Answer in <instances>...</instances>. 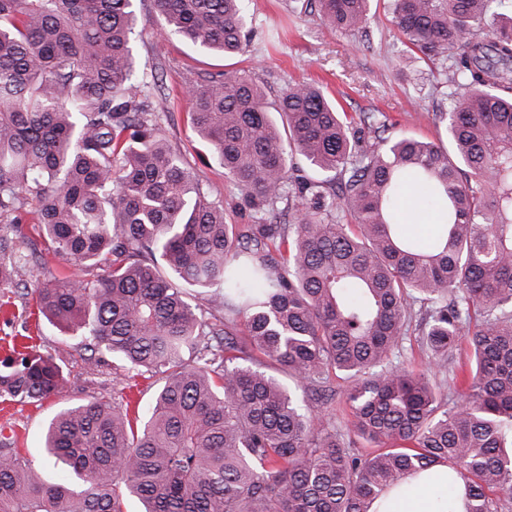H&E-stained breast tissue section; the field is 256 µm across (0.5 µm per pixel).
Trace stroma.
Returning <instances> with one entry per match:
<instances>
[{
  "mask_svg": "<svg viewBox=\"0 0 512 512\" xmlns=\"http://www.w3.org/2000/svg\"><path fill=\"white\" fill-rule=\"evenodd\" d=\"M134 9L135 71L157 78L145 88L144 101L159 115L173 149L196 169L203 192L223 204L225 223H251L255 211L186 122L188 91L211 76L248 70L272 102L287 84L316 83L353 117L385 113L390 134L438 138L432 114L443 107L445 75L436 63L411 59L393 23V0H373L363 34L329 29L317 17L294 10L291 0H247L253 34L244 52L231 57L164 34L165 22L153 0H134ZM66 272L55 262L33 263L19 272L17 285L0 288V359L27 336L36 350L55 354L67 378L62 390L42 401L0 403V434L13 438L40 467L45 464L43 428L54 415L94 397L112 396L125 385L111 355L99 353L85 362L76 340H63L54 326L36 320V281Z\"/></svg>",
  "mask_w": 512,
  "mask_h": 512,
  "instance_id": "1",
  "label": "stroma"
}]
</instances>
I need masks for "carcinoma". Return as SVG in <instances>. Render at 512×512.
Listing matches in <instances>:
<instances>
[{"label": "carcinoma", "instance_id": "cac0c4a2", "mask_svg": "<svg viewBox=\"0 0 512 512\" xmlns=\"http://www.w3.org/2000/svg\"><path fill=\"white\" fill-rule=\"evenodd\" d=\"M243 2L154 5L168 32L231 56ZM299 2L334 30L369 22L370 0ZM393 22L449 62L446 141L391 138L376 113L356 124L314 84L272 109L250 74H219L186 121L260 214L226 224L139 100L133 0H0V221L35 207L47 253L78 270L36 284L38 314L159 383L142 416L104 397L57 413L43 450L58 480L1 438L0 512H123L124 492L143 512H389L415 488L438 492L436 512H509L512 0H394ZM409 180L439 204L428 244L399 229ZM6 252L1 287L28 263L0 236ZM416 305L418 371L402 359ZM65 383L49 352L0 361L4 401Z\"/></svg>", "mask_w": 512, "mask_h": 512}]
</instances>
